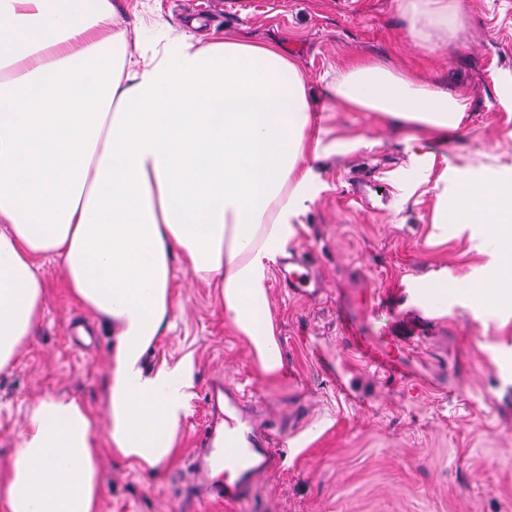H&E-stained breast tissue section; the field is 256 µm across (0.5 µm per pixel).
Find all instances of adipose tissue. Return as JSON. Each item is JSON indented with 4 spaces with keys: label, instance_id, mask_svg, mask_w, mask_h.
<instances>
[{
    "label": "adipose tissue",
    "instance_id": "1",
    "mask_svg": "<svg viewBox=\"0 0 512 512\" xmlns=\"http://www.w3.org/2000/svg\"><path fill=\"white\" fill-rule=\"evenodd\" d=\"M423 48L458 41L462 0H394ZM113 0H0V371L33 335L40 259L112 330L114 451L157 471L189 407L184 365L144 372L171 313L170 260L219 288L224 315L261 372L282 367L266 282L294 221L322 183L317 163L363 137L311 140L315 103L295 62L227 35L200 43L170 28L130 47ZM331 102L377 112L411 142L458 130L468 97L419 84L372 59L328 72ZM432 221L477 224L498 264L467 292L512 303V172L453 168ZM96 424L76 398L29 408L0 474L8 512H98Z\"/></svg>",
    "mask_w": 512,
    "mask_h": 512
}]
</instances>
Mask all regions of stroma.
Wrapping results in <instances>:
<instances>
[{
	"mask_svg": "<svg viewBox=\"0 0 512 512\" xmlns=\"http://www.w3.org/2000/svg\"><path fill=\"white\" fill-rule=\"evenodd\" d=\"M464 2V34L431 53L406 36L393 0H119L120 25L145 44L167 27L278 44L321 106L325 72L367 57L468 95L470 109L460 135L426 144L434 161L422 183L417 144L376 113H315V126L367 145L322 159L323 184L288 244L305 253L322 293L296 297L277 276L268 280L283 357L275 377L261 373L216 290L174 257L171 327L142 365L149 373L186 362L192 397L178 454L157 473L111 450V329L72 297L59 266L44 262L42 318L0 372V467L27 409L72 395L97 419L99 512H225L189 474L209 419L206 393L220 377L247 389L248 414L271 418L287 441L280 469L249 490L238 512H512V305L481 311L465 291L497 264L479 226L452 224L447 237H432L434 178L450 166L512 169V112L496 95L497 78L512 74V0ZM433 281L448 285L437 311L425 295ZM362 341L393 350L395 373L369 365Z\"/></svg>",
	"mask_w": 512,
	"mask_h": 512,
	"instance_id": "35a3bbf8",
	"label": "stroma"
}]
</instances>
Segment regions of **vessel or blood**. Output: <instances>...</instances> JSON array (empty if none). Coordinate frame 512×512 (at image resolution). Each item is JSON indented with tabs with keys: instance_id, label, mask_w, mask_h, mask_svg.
<instances>
[{
	"instance_id": "obj_1",
	"label": "vessel or blood",
	"mask_w": 512,
	"mask_h": 512,
	"mask_svg": "<svg viewBox=\"0 0 512 512\" xmlns=\"http://www.w3.org/2000/svg\"><path fill=\"white\" fill-rule=\"evenodd\" d=\"M288 271L280 279L287 284L290 292L306 297L311 290L319 288L320 283L306 269L301 252H294L287 259ZM243 394L229 397L221 419L223 433L206 429L200 441V452L194 464L193 481L196 485L208 489L212 499L222 501L226 512L243 499L250 486L261 478L278 470L284 439L280 433L263 430L259 433L248 432L240 415ZM225 464L236 472L234 482L225 483L215 476L213 467Z\"/></svg>"
}]
</instances>
